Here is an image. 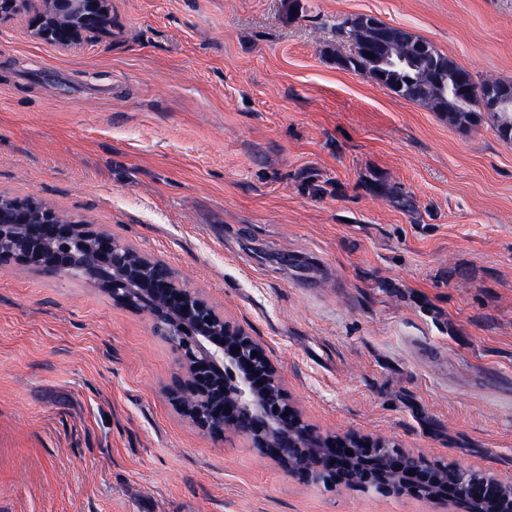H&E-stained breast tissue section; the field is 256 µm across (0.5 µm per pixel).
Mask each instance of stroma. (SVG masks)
Instances as JSON below:
<instances>
[{
    "mask_svg": "<svg viewBox=\"0 0 512 512\" xmlns=\"http://www.w3.org/2000/svg\"><path fill=\"white\" fill-rule=\"evenodd\" d=\"M372 15L512 83V0H112L77 50L0 22V192L164 260L304 420L512 477V143L341 68ZM144 313L0 265V512H442L289 479L192 426Z\"/></svg>",
    "mask_w": 512,
    "mask_h": 512,
    "instance_id": "1",
    "label": "stroma"
}]
</instances>
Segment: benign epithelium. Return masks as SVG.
<instances>
[{
	"label": "benign epithelium",
	"mask_w": 512,
	"mask_h": 512,
	"mask_svg": "<svg viewBox=\"0 0 512 512\" xmlns=\"http://www.w3.org/2000/svg\"><path fill=\"white\" fill-rule=\"evenodd\" d=\"M27 6V27L33 37L65 50L91 41L112 22V0H0V21ZM388 27L374 16H362L356 31L364 44ZM405 49L389 41L371 54L380 77L383 68L405 61ZM482 111L512 112V89L488 91ZM49 212L39 218L23 209L0 210V239L18 247L7 258L30 265L23 247L71 235L72 226ZM102 266L90 276L111 279L109 292L116 304L147 313L164 328L167 342L178 353L179 374L167 393L179 412L199 431L215 436L226 432L246 438L260 455L273 461L300 483H323L337 491L371 492L383 498L411 496L443 505L446 512H512V479L480 468L464 476L440 479L446 465L386 439L359 434L324 437L310 426L291 403L277 370L260 342L224 320V315L200 293L172 287L170 267L161 262L153 272L130 271V254L107 238L100 239ZM59 254L41 266L46 274H70L80 250ZM238 353H233V350ZM263 384H258V381ZM352 454H346V450Z\"/></svg>",
	"instance_id": "1"
}]
</instances>
